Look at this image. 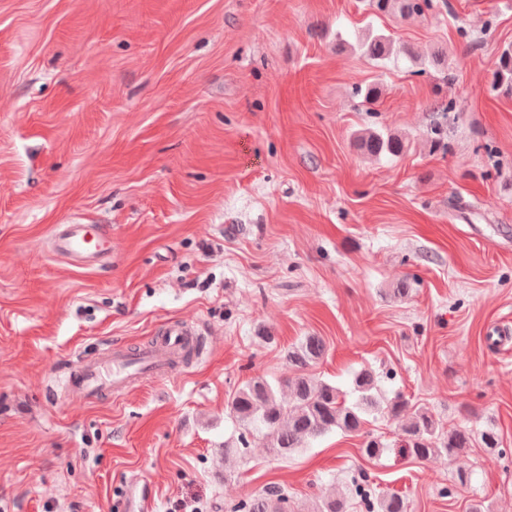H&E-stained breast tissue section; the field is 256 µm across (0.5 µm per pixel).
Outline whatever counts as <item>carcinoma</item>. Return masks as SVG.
<instances>
[{
	"label": "carcinoma",
	"mask_w": 512,
	"mask_h": 512,
	"mask_svg": "<svg viewBox=\"0 0 512 512\" xmlns=\"http://www.w3.org/2000/svg\"><path fill=\"white\" fill-rule=\"evenodd\" d=\"M435 8L434 0H370V9L376 15H397L403 19L417 17ZM363 54L374 62L407 59L415 64H428L440 71H448L444 54L435 53L424 62L408 44H395L384 34H369L359 41ZM490 89L512 93V46L501 51L492 71ZM378 82L353 88V95L365 102H373L383 95ZM355 146L372 157L396 158L406 150L402 137L377 131H364L355 136ZM326 343L320 336H307L288 349V365L294 375L285 381L290 395L284 401L278 397L276 385L264 377H255L239 388L229 402V415L235 425V435L224 442V455L245 457L250 439L261 436L267 447L282 458L299 448H305L314 439L334 430L358 434L367 423V416L380 415L399 423L397 447L403 455L419 462L429 461L442 454L461 457L473 446L470 430L459 428L444 432L432 414L424 407L413 408L400 394L387 404L377 396V376L370 369L356 372L351 388H341L315 378L308 369L320 360ZM355 494L367 512H407L408 505L399 495H374L371 490L356 486ZM345 495L315 501L307 512H347ZM234 512H295L288 491L270 486L262 493L240 501Z\"/></svg>",
	"instance_id": "cac0c4a2"
}]
</instances>
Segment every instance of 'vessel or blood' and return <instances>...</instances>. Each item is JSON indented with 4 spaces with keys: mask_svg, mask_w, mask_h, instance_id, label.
<instances>
[{
    "mask_svg": "<svg viewBox=\"0 0 512 512\" xmlns=\"http://www.w3.org/2000/svg\"><path fill=\"white\" fill-rule=\"evenodd\" d=\"M54 246L57 252L84 263L110 249L107 231L98 224L67 225L56 236ZM197 342L195 330L176 322L165 328L154 345L135 352L116 347L98 358L78 359L67 376V384L91 400L121 395L137 382L170 377L173 362Z\"/></svg>",
    "mask_w": 512,
    "mask_h": 512,
    "instance_id": "obj_1",
    "label": "vessel or blood"
}]
</instances>
